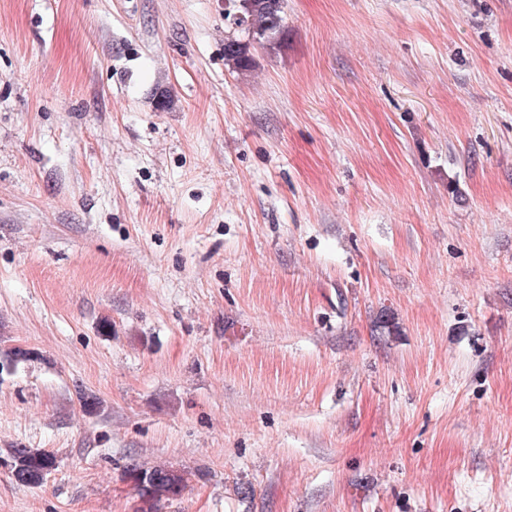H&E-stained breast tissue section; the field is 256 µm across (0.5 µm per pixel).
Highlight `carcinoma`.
<instances>
[{"instance_id":"cac0c4a2","label":"carcinoma","mask_w":512,"mask_h":512,"mask_svg":"<svg viewBox=\"0 0 512 512\" xmlns=\"http://www.w3.org/2000/svg\"><path fill=\"white\" fill-rule=\"evenodd\" d=\"M283 9L284 0H256L250 11L235 7V13L243 17H234V24L241 28L245 38L233 34L224 38V60L232 70L243 73L253 67L252 49L256 45L251 41V33L266 35L264 47L277 45L284 39ZM54 464L50 454L23 447L12 449L6 461L17 482L32 486L41 484ZM125 478L141 503L138 512H159L161 503L182 495L190 482V473L166 464L146 467L133 462L126 466Z\"/></svg>"}]
</instances>
